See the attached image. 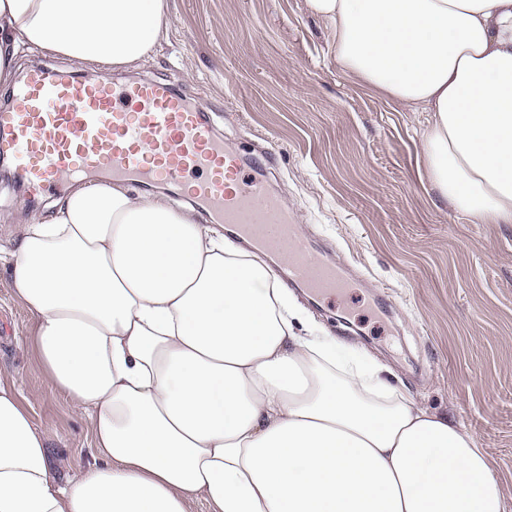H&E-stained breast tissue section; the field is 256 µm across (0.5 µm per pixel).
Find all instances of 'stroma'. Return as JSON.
I'll return each instance as SVG.
<instances>
[{"instance_id":"1","label":"stroma","mask_w":512,"mask_h":512,"mask_svg":"<svg viewBox=\"0 0 512 512\" xmlns=\"http://www.w3.org/2000/svg\"><path fill=\"white\" fill-rule=\"evenodd\" d=\"M170 18L167 40L109 77L169 84L246 158L271 149V194L347 270L341 295L292 297L462 423L512 503V224L470 223L440 198L421 163L429 113L344 73L306 0H170ZM18 236L0 223V383L46 436L63 484L94 462L91 422L33 350L35 321L10 286Z\"/></svg>"}]
</instances>
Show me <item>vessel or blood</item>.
Wrapping results in <instances>:
<instances>
[{
  "mask_svg": "<svg viewBox=\"0 0 512 512\" xmlns=\"http://www.w3.org/2000/svg\"><path fill=\"white\" fill-rule=\"evenodd\" d=\"M16 108L0 111V156L35 194H59L72 177L96 173L150 188L181 184L229 226L246 247L288 258L289 280L316 297L346 281L313 250L294 216L217 137L197 106L166 83L115 86L34 69L15 90ZM150 145L151 154L141 151Z\"/></svg>",
  "mask_w": 512,
  "mask_h": 512,
  "instance_id": "1",
  "label": "vessel or blood"
}]
</instances>
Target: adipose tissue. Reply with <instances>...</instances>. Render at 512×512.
Here are the masks:
<instances>
[{
  "instance_id": "1",
  "label": "adipose tissue",
  "mask_w": 512,
  "mask_h": 512,
  "mask_svg": "<svg viewBox=\"0 0 512 512\" xmlns=\"http://www.w3.org/2000/svg\"><path fill=\"white\" fill-rule=\"evenodd\" d=\"M338 65L431 113L425 175L474 224H512V0H307ZM169 0H0L19 47L136 65ZM12 286L49 384L97 459L58 485L0 384V512H512L459 422L359 347L303 325L274 269L162 193L87 183L20 221Z\"/></svg>"
}]
</instances>
